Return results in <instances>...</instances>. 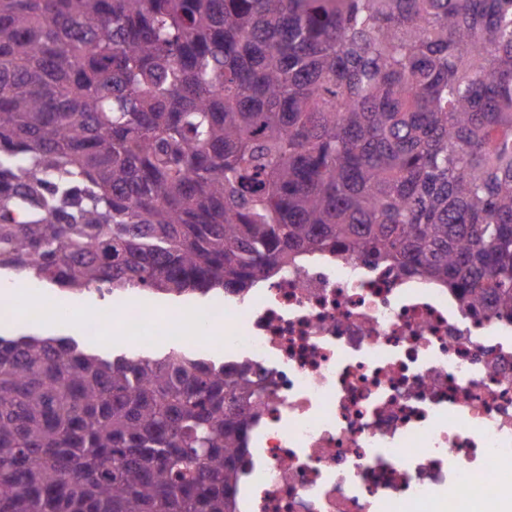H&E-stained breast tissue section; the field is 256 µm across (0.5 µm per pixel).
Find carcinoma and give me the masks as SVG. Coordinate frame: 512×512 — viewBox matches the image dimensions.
Segmentation results:
<instances>
[{"instance_id": "cac0c4a2", "label": "carcinoma", "mask_w": 512, "mask_h": 512, "mask_svg": "<svg viewBox=\"0 0 512 512\" xmlns=\"http://www.w3.org/2000/svg\"><path fill=\"white\" fill-rule=\"evenodd\" d=\"M360 250L512 318V0H0V268L240 296ZM256 396L0 336V512H235Z\"/></svg>"}]
</instances>
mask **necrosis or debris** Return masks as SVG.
Returning a JSON list of instances; mask_svg holds the SVG:
<instances>
[{"instance_id": "obj_1", "label": "necrosis or debris", "mask_w": 512, "mask_h": 512, "mask_svg": "<svg viewBox=\"0 0 512 512\" xmlns=\"http://www.w3.org/2000/svg\"><path fill=\"white\" fill-rule=\"evenodd\" d=\"M190 319L266 389L237 512H512V320L359 254Z\"/></svg>"}]
</instances>
